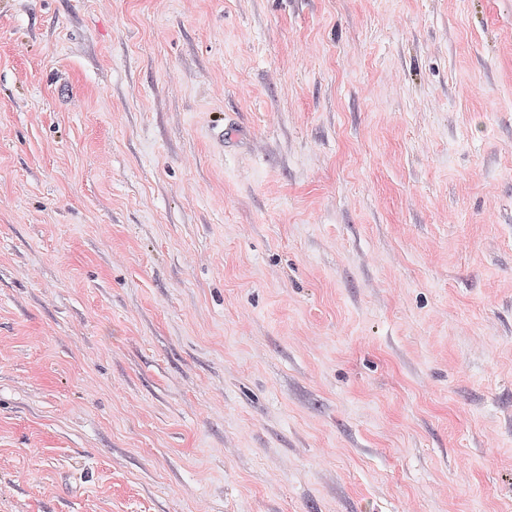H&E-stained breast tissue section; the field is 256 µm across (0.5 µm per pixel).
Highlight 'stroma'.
Masks as SVG:
<instances>
[{
    "instance_id": "35a3bbf8",
    "label": "stroma",
    "mask_w": 512,
    "mask_h": 512,
    "mask_svg": "<svg viewBox=\"0 0 512 512\" xmlns=\"http://www.w3.org/2000/svg\"><path fill=\"white\" fill-rule=\"evenodd\" d=\"M0 512H512V0H0Z\"/></svg>"
}]
</instances>
